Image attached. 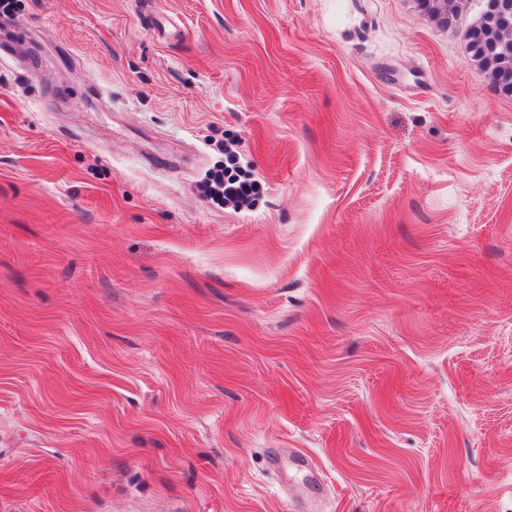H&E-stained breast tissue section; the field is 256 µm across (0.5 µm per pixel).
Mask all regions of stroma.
I'll list each match as a JSON object with an SVG mask.
<instances>
[{"mask_svg":"<svg viewBox=\"0 0 512 512\" xmlns=\"http://www.w3.org/2000/svg\"><path fill=\"white\" fill-rule=\"evenodd\" d=\"M415 0H19L0 512H512V95ZM233 148L249 207L205 196Z\"/></svg>","mask_w":512,"mask_h":512,"instance_id":"35a3bbf8","label":"stroma"}]
</instances>
